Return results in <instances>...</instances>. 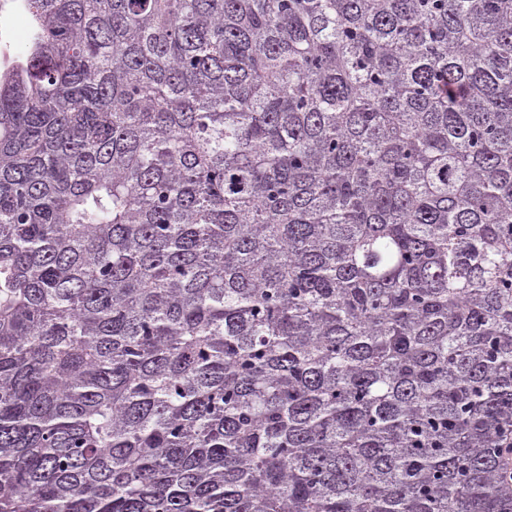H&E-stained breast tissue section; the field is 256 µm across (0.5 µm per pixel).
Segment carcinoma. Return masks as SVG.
Segmentation results:
<instances>
[{
    "instance_id": "carcinoma-1",
    "label": "carcinoma",
    "mask_w": 512,
    "mask_h": 512,
    "mask_svg": "<svg viewBox=\"0 0 512 512\" xmlns=\"http://www.w3.org/2000/svg\"><path fill=\"white\" fill-rule=\"evenodd\" d=\"M0 512H512V0H21Z\"/></svg>"
}]
</instances>
